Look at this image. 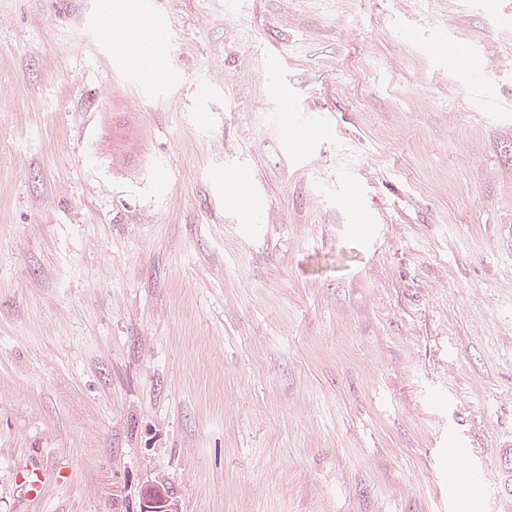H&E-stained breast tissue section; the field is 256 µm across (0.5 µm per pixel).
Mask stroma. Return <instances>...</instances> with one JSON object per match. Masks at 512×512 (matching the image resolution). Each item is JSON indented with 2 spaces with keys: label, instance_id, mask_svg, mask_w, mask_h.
Returning a JSON list of instances; mask_svg holds the SVG:
<instances>
[{
  "label": "stroma",
  "instance_id": "obj_1",
  "mask_svg": "<svg viewBox=\"0 0 512 512\" xmlns=\"http://www.w3.org/2000/svg\"><path fill=\"white\" fill-rule=\"evenodd\" d=\"M510 4L160 0L157 84L100 0H0V512H140L154 482L178 512H512ZM272 53L331 122L307 149ZM460 66L471 84L481 86L487 94L492 93V89L487 83L483 58L478 52L471 50L466 54H461Z\"/></svg>",
  "mask_w": 512,
  "mask_h": 512
}]
</instances>
